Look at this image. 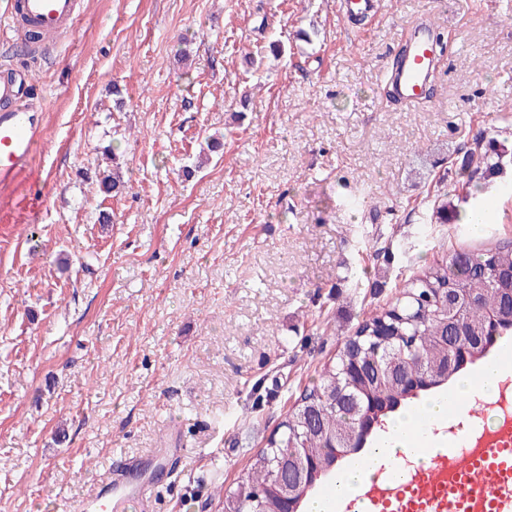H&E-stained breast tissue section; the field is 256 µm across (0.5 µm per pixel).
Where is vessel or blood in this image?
I'll list each match as a JSON object with an SVG mask.
<instances>
[{"label": "vessel or blood", "instance_id": "obj_1", "mask_svg": "<svg viewBox=\"0 0 512 512\" xmlns=\"http://www.w3.org/2000/svg\"><path fill=\"white\" fill-rule=\"evenodd\" d=\"M79 0H9L8 22L18 36L33 28L44 36L32 44L35 52L47 41L67 35ZM433 26L420 21L405 33L406 53L390 71L395 99L420 100L438 66ZM41 106L30 96L24 74L0 75V184L25 171L38 146ZM169 445L144 457L109 469L84 496L66 505L65 512H129L131 503L146 504L152 497L148 471L178 456L176 435ZM371 512H512V447L495 443L432 459L390 487H367Z\"/></svg>", "mask_w": 512, "mask_h": 512}]
</instances>
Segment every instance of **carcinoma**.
I'll list each match as a JSON object with an SVG mask.
<instances>
[{
	"label": "carcinoma",
	"mask_w": 512,
	"mask_h": 512,
	"mask_svg": "<svg viewBox=\"0 0 512 512\" xmlns=\"http://www.w3.org/2000/svg\"><path fill=\"white\" fill-rule=\"evenodd\" d=\"M488 177L512 166V140L479 134L460 160L467 170L474 160ZM98 192L118 196L124 182L108 171L95 173ZM436 224L461 223L460 210L437 197L432 205ZM512 241L475 252L459 250L444 263L424 267L404 285L396 302L358 323L336 358L324 365L318 381L305 389L250 471L224 497V512H283L286 490L297 489L303 473L333 457L336 442L355 433L367 399L377 403L382 421L408 403L405 373L422 376L448 366V380L463 365L450 360L448 344L470 348L474 357L486 355L496 336H512ZM389 340L379 343L382 325ZM357 365L362 374L346 384L343 369Z\"/></svg>",
	"instance_id": "obj_1"
}]
</instances>
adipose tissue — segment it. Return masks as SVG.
<instances>
[{
    "mask_svg": "<svg viewBox=\"0 0 512 512\" xmlns=\"http://www.w3.org/2000/svg\"><path fill=\"white\" fill-rule=\"evenodd\" d=\"M511 371L503 362L489 360L476 376L460 377L448 391L387 418L385 432L365 455L337 471L333 478L335 494L314 496L308 501L306 512H335L338 505L348 503L353 504L354 512H364L365 506L359 501L362 488L380 467H394L403 456L420 465L429 456L445 452L449 442L443 429L448 425L451 405L476 394L493 400L498 395L500 382Z\"/></svg>",
    "mask_w": 512,
    "mask_h": 512,
    "instance_id": "obj_1",
    "label": "adipose tissue"
}]
</instances>
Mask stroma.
<instances>
[{"mask_svg": "<svg viewBox=\"0 0 512 512\" xmlns=\"http://www.w3.org/2000/svg\"><path fill=\"white\" fill-rule=\"evenodd\" d=\"M81 3L33 55L0 0V71L43 107L30 175L0 189V512H62L172 427L152 512H223L358 322L423 265L512 240V167L481 181L482 236L430 221L462 192L449 154L512 133V9L380 0L368 32L340 0ZM422 17L448 49L431 97L396 102ZM109 153L116 197L89 178Z\"/></svg>", "mask_w": 512, "mask_h": 512, "instance_id": "35a3bbf8", "label": "stroma"}]
</instances>
